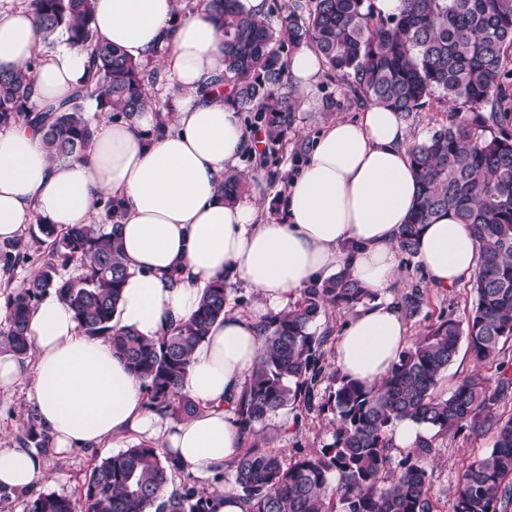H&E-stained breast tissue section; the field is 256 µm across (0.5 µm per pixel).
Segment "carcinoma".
<instances>
[{
	"mask_svg": "<svg viewBox=\"0 0 512 512\" xmlns=\"http://www.w3.org/2000/svg\"><path fill=\"white\" fill-rule=\"evenodd\" d=\"M43 42L67 35L86 55L85 75L71 99L36 108L30 103L37 60L0 72V127L21 120L41 130L51 159L87 152L96 112L162 111L148 94L164 81L148 63L128 59L94 33L92 0H27ZM203 11L224 36V99L247 115L261 137V164L277 162L297 120L289 75L290 56L315 50L343 99L326 97L325 111L344 104L382 105L414 123L430 103L448 104L446 119L409 144L417 195L398 231L400 252L415 256L423 226L446 213L465 225L478 245L469 280L474 302L460 316L452 308L428 318L423 332L399 355L377 387L349 380L328 360L331 330L317 332L328 309L352 312L378 298L347 270L300 291L288 308L265 317L262 346L236 404L244 448L234 463V489L249 512H440L430 493L427 465L437 441L448 435L494 431L491 451L465 466L453 512H512V0H402L383 15L372 0H272L258 15L242 0H203ZM278 17L279 23L272 22ZM489 116H483V113ZM241 171L224 172V199L241 197ZM111 227L38 225L47 253L39 272L7 297L0 352L19 358L33 346L28 322L36 303L54 293L73 310L82 332L104 337L142 384L146 405L181 421L197 412L184 392L190 356L224 318L229 298L224 279L206 286L191 318L158 338L113 324L126 267L118 205L105 204ZM78 263L82 273L60 269ZM429 301L417 283L399 301L404 316L418 317ZM476 371L446 396L437 389L461 344ZM292 414L293 453L261 445L255 436L281 412ZM329 418L332 441L305 451L298 441L306 419ZM424 424L429 435L395 457L396 423ZM27 443L49 451V438L29 419ZM178 460L149 443H134L94 464L76 490L86 512H214L224 476L211 489L186 475L167 492ZM25 512H76L70 496L43 493Z\"/></svg>",
	"mask_w": 512,
	"mask_h": 512,
	"instance_id": "1",
	"label": "carcinoma"
}]
</instances>
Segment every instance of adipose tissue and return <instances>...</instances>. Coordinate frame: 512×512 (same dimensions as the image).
Here are the masks:
<instances>
[{
    "label": "adipose tissue",
    "mask_w": 512,
    "mask_h": 512,
    "mask_svg": "<svg viewBox=\"0 0 512 512\" xmlns=\"http://www.w3.org/2000/svg\"><path fill=\"white\" fill-rule=\"evenodd\" d=\"M94 32L136 62H158L175 90L171 113L146 111L103 119L89 152L51 160L38 127L0 129V241L29 224H89L101 197L118 200L127 275L115 320L147 337L187 321L200 291L224 276L254 288V314H225L190 357L184 390L200 408L174 421L150 410L139 379L102 337L84 335L72 309L54 294L32 312V358L0 353V392L31 375L38 420L56 448L119 447L144 441L175 455L200 482L232 466L243 448L235 402L258 359L257 325L282 310L310 281L340 269L380 298L350 317L336 342L339 371L374 386L388 375L410 336L398 304V231L416 192L406 124L372 106L359 121L327 127L280 200L281 218L260 206L267 182L250 180V197L225 202L219 189L250 143L241 112L215 80L224 73L222 37L203 11L179 15L178 0H93ZM37 60L31 101L70 98L84 56L60 42L45 49L30 8L0 9V70ZM323 68L303 49L289 71L304 105H312ZM477 250L465 225L443 215L426 225L416 259L431 287L463 283ZM182 268L181 283L168 274ZM30 448H0V485L28 489L43 477Z\"/></svg>",
    "instance_id": "adipose-tissue-1"
}]
</instances>
